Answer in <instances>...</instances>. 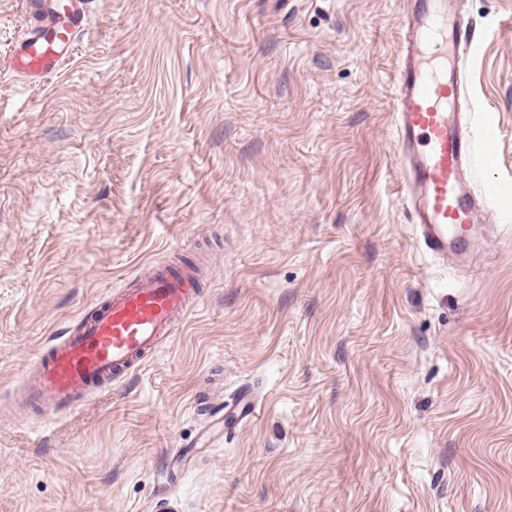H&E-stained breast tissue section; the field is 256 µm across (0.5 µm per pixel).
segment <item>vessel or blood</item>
<instances>
[{
  "label": "vessel or blood",
  "instance_id": "vessel-or-blood-1",
  "mask_svg": "<svg viewBox=\"0 0 512 512\" xmlns=\"http://www.w3.org/2000/svg\"><path fill=\"white\" fill-rule=\"evenodd\" d=\"M405 48L394 78L395 126L403 171L401 196L415 235L432 256L473 255L476 224L486 219L474 190L477 163L492 164L495 134L476 143L463 129L465 61L472 25L458 21V0H408ZM35 20L0 70L42 82L70 59L88 30V0H28ZM196 265L157 263L113 289L99 308L79 314L34 361L36 387L51 408L82 404L153 356L161 338L197 303Z\"/></svg>",
  "mask_w": 512,
  "mask_h": 512
}]
</instances>
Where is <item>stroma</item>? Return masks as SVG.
Returning a JSON list of instances; mask_svg holds the SVG:
<instances>
[{"instance_id":"35a3bbf8","label":"stroma","mask_w":512,"mask_h":512,"mask_svg":"<svg viewBox=\"0 0 512 512\" xmlns=\"http://www.w3.org/2000/svg\"><path fill=\"white\" fill-rule=\"evenodd\" d=\"M472 134L512 178V0H460ZM404 0H90L0 72V512H512V219L465 265L401 205ZM0 0V55L29 27ZM201 299L66 413L28 364L158 262ZM254 418L224 429L241 392ZM88 0H29L35 24L7 57L0 70L18 74L26 84L42 82L70 59L80 35L88 31Z\"/></svg>"}]
</instances>
